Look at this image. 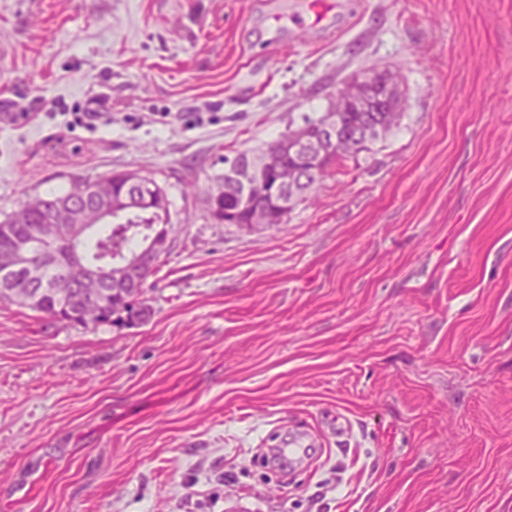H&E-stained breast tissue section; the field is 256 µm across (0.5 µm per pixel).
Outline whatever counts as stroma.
I'll return each mask as SVG.
<instances>
[{"mask_svg":"<svg viewBox=\"0 0 512 512\" xmlns=\"http://www.w3.org/2000/svg\"><path fill=\"white\" fill-rule=\"evenodd\" d=\"M371 67L386 137L209 219ZM123 169L179 226L154 313L0 305V512H512V0H0V219Z\"/></svg>","mask_w":512,"mask_h":512,"instance_id":"1","label":"stroma"}]
</instances>
